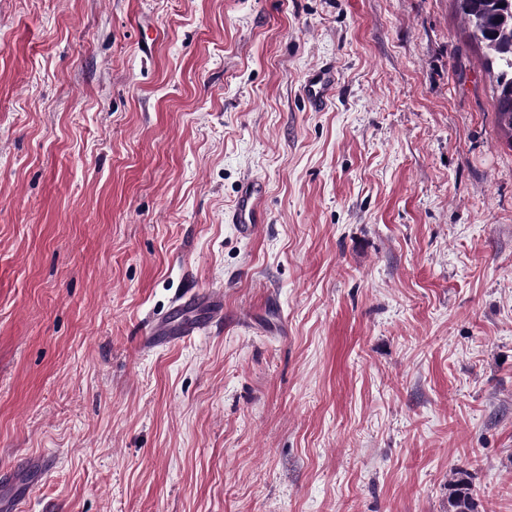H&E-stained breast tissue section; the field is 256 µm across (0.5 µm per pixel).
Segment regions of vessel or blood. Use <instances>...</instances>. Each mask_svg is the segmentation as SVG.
Segmentation results:
<instances>
[{
	"mask_svg": "<svg viewBox=\"0 0 512 512\" xmlns=\"http://www.w3.org/2000/svg\"><path fill=\"white\" fill-rule=\"evenodd\" d=\"M336 88V71L328 67L308 75L305 80V95L312 109H322L331 98ZM265 194L261 181H253L243 192L229 215L230 223L239 225L243 234L254 233L263 221L260 202ZM209 308V324L220 325L224 322V300L211 295L199 294L176 299L173 313L167 319L147 320L141 336L142 348L149 349L160 344L177 345L196 336L203 329V324L186 318L188 309L197 304Z\"/></svg>",
	"mask_w": 512,
	"mask_h": 512,
	"instance_id": "obj_1",
	"label": "vessel or blood"
}]
</instances>
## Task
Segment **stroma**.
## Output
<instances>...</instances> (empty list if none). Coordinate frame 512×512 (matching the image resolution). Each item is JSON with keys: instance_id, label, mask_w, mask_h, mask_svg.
Returning a JSON list of instances; mask_svg holds the SVG:
<instances>
[{"instance_id": "stroma-1", "label": "stroma", "mask_w": 512, "mask_h": 512, "mask_svg": "<svg viewBox=\"0 0 512 512\" xmlns=\"http://www.w3.org/2000/svg\"><path fill=\"white\" fill-rule=\"evenodd\" d=\"M495 88L454 0H0V501L512 512ZM187 291L223 325L142 349ZM336 88V70L328 67L308 75L305 80V95L309 106L321 110ZM265 195L264 185L261 181L251 182L249 187L243 192L233 210L229 215V224H238L240 230L245 235H251L263 224V214L260 209V202ZM448 512H476L477 504L473 497L470 481L462 472L454 473L448 484Z\"/></svg>"}]
</instances>
